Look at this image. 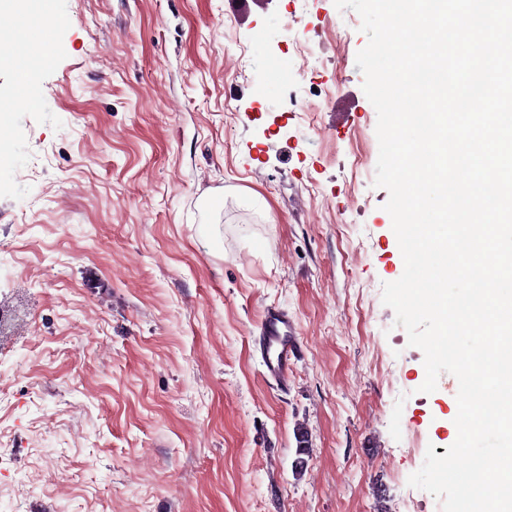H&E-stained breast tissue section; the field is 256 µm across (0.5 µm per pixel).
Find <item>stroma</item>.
Instances as JSON below:
<instances>
[{
	"label": "stroma",
	"mask_w": 512,
	"mask_h": 512,
	"mask_svg": "<svg viewBox=\"0 0 512 512\" xmlns=\"http://www.w3.org/2000/svg\"><path fill=\"white\" fill-rule=\"evenodd\" d=\"M361 19L334 0H53L0 60V512H442L457 380L382 302ZM317 45L318 73L296 48ZM337 87L285 112V83ZM367 165L355 170V153ZM301 344L282 391L266 306ZM310 454L295 475L297 425ZM310 95L319 97L321 100L317 103L310 104V100H308L307 97H299L298 90L292 89L288 93V103L293 107H298L302 111L307 110L313 112L311 114H313L314 117L315 112H320L324 105L331 104L336 100V92L332 89L320 90V92L316 94L310 93Z\"/></svg>",
	"instance_id": "1"
}]
</instances>
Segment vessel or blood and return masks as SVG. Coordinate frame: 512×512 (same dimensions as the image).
I'll return each instance as SVG.
<instances>
[{
    "instance_id": "b4317fda",
    "label": "vessel or blood",
    "mask_w": 512,
    "mask_h": 512,
    "mask_svg": "<svg viewBox=\"0 0 512 512\" xmlns=\"http://www.w3.org/2000/svg\"><path fill=\"white\" fill-rule=\"evenodd\" d=\"M257 341L267 379L288 387L300 353L294 321L283 310L267 308L258 326Z\"/></svg>"
}]
</instances>
